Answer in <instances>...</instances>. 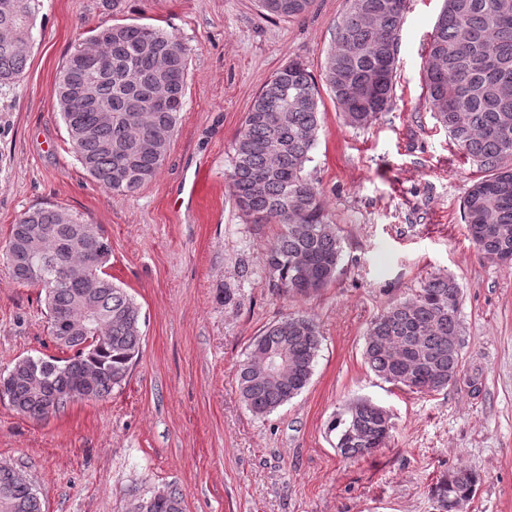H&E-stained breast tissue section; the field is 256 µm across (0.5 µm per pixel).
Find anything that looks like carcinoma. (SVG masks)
Returning a JSON list of instances; mask_svg holds the SVG:
<instances>
[{
  "mask_svg": "<svg viewBox=\"0 0 512 512\" xmlns=\"http://www.w3.org/2000/svg\"><path fill=\"white\" fill-rule=\"evenodd\" d=\"M37 0H0V87L23 76L34 43ZM313 0H258L263 14L297 18ZM404 0H347L320 78L295 60L263 85L245 113L235 143L229 190L237 207L257 224L281 226L267 245L264 263L274 286L308 297L327 287L338 269L341 239L325 213L322 194L307 176L316 146L325 86L345 122L366 127L390 110L397 69V33ZM100 40L101 64L73 60L81 47ZM426 92L437 121L483 176L461 202L468 237L482 259L512 265V0H444L427 42ZM188 48L173 32L151 25L99 26L78 39L52 90L71 150L103 189L127 195L150 182L164 162L186 96ZM164 82L165 108L144 103ZM92 83L88 101L77 94ZM360 85L366 95L349 101ZM112 119L100 121V113ZM51 230L57 244L42 253L39 234ZM112 249L100 225L67 209L46 205L24 212L12 225L0 258L14 280L42 288L49 330L72 355H27L6 372L8 404L42 420L75 400L97 401L126 382L142 353L140 308L112 282L96 257ZM458 283L434 275L404 300H396L367 328L365 360L381 379L412 392L438 391L457 375L461 352L449 353L460 335ZM320 350L314 320L290 315L251 343L238 372L240 395L256 416H266L307 387ZM393 423L380 406L360 400L332 422L336 447L348 459L373 454ZM479 477L458 469L433 490L448 500L473 498ZM0 512H43L29 474L0 465ZM129 512H183V495L168 487L135 499Z\"/></svg>",
  "mask_w": 512,
  "mask_h": 512,
  "instance_id": "1",
  "label": "carcinoma"
}]
</instances>
